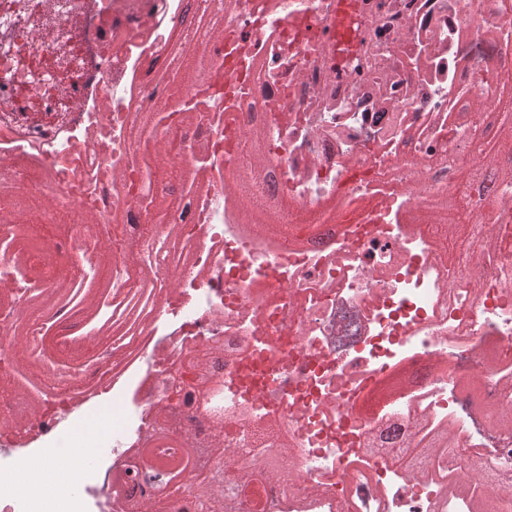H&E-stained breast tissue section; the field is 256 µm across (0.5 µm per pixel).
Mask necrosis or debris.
I'll list each match as a JSON object with an SVG mask.
<instances>
[{
    "instance_id": "obj_1",
    "label": "necrosis or debris",
    "mask_w": 512,
    "mask_h": 512,
    "mask_svg": "<svg viewBox=\"0 0 512 512\" xmlns=\"http://www.w3.org/2000/svg\"><path fill=\"white\" fill-rule=\"evenodd\" d=\"M177 96L169 50L196 0H0V447L102 449L80 496L51 512H128L159 427L192 455L221 408L225 438L282 448L281 491L224 463L236 512H512V187L473 180L492 234L480 280L441 257L410 180L456 186L474 66L512 69V0H355L337 60L334 0H222ZM276 184L275 242L240 187L246 129ZM180 160L182 193L158 177ZM52 226L56 261L115 263L88 292L44 268L46 303L87 306L79 336L17 331L30 290L21 236ZM165 268L132 278L148 251ZM63 366L84 393L40 383ZM118 403L106 431L90 412Z\"/></svg>"
}]
</instances>
